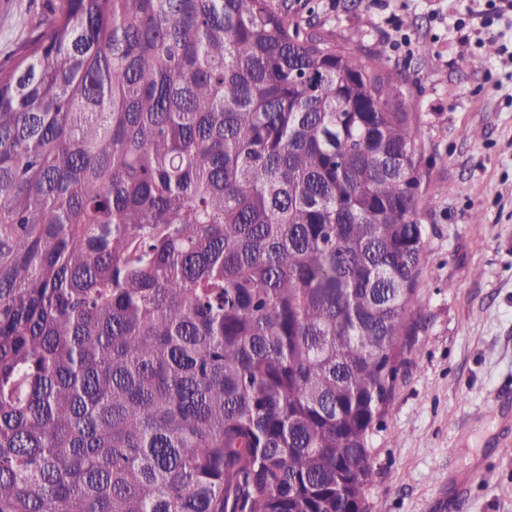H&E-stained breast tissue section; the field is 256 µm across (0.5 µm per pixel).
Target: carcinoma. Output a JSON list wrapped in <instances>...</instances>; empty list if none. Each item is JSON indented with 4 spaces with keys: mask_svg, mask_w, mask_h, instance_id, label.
I'll list each match as a JSON object with an SVG mask.
<instances>
[{
    "mask_svg": "<svg viewBox=\"0 0 512 512\" xmlns=\"http://www.w3.org/2000/svg\"><path fill=\"white\" fill-rule=\"evenodd\" d=\"M0 68V512H368L424 308L418 115L288 0H51Z\"/></svg>",
    "mask_w": 512,
    "mask_h": 512,
    "instance_id": "carcinoma-1",
    "label": "carcinoma"
}]
</instances>
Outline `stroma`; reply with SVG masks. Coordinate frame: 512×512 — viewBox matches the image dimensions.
<instances>
[{
  "mask_svg": "<svg viewBox=\"0 0 512 512\" xmlns=\"http://www.w3.org/2000/svg\"><path fill=\"white\" fill-rule=\"evenodd\" d=\"M48 0H0V66ZM337 43L381 55L419 115L425 227L422 327L373 438L370 512H512V455L494 442L512 396V18L489 0H290ZM495 46L486 55L487 46ZM480 66H473V59Z\"/></svg>",
  "mask_w": 512,
  "mask_h": 512,
  "instance_id": "1",
  "label": "stroma"
}]
</instances>
